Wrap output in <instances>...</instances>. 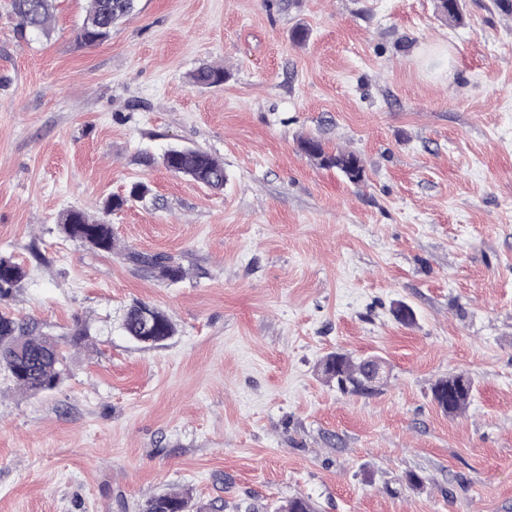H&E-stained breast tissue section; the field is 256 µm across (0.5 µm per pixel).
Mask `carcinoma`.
<instances>
[{
	"instance_id": "cac0c4a2",
	"label": "carcinoma",
	"mask_w": 512,
	"mask_h": 512,
	"mask_svg": "<svg viewBox=\"0 0 512 512\" xmlns=\"http://www.w3.org/2000/svg\"><path fill=\"white\" fill-rule=\"evenodd\" d=\"M137 0H88L85 16L78 31L83 47H94L108 41L116 23L136 9ZM12 14L17 33L24 37L29 33L46 35L52 18L54 0H11ZM437 10L451 21L463 18L461 0H437ZM195 85L205 88L224 83V69L204 66L193 75ZM302 150L317 159L325 167H337L348 178L358 183L363 180L364 167L358 155L339 152L328 155L321 141L307 138L301 141ZM162 165L175 174L190 177L197 183L212 189L224 187V163L201 149H170L161 157ZM146 185L135 183L126 197H112L104 204L109 213L131 201L146 196ZM59 228L70 239L79 240L93 248L110 253L115 249L112 225L101 219H93L86 212L73 209L60 217ZM130 261L141 271L160 280L177 282L186 271L171 258L161 254L134 252ZM27 276L26 270L7 257H0V300L10 297L21 287ZM122 329L135 343L156 344L175 334V326L167 313L144 302L134 301L126 309ZM90 336L89 330L80 328L62 339L43 332L36 323L17 320L0 312V363L4 364L8 377L20 390L44 393L55 389L67 371L64 346L79 347ZM326 382L351 395L369 396L379 390L370 383L374 363L355 359L342 352H332L319 364ZM473 390L471 377L464 373L450 374L439 379L432 388L434 400L448 414L466 409ZM142 512H192L191 497L187 492H167L146 499ZM275 512H317L315 505L303 496L289 498Z\"/></svg>"
}]
</instances>
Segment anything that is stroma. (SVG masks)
<instances>
[{
	"label": "stroma",
	"mask_w": 512,
	"mask_h": 512,
	"mask_svg": "<svg viewBox=\"0 0 512 512\" xmlns=\"http://www.w3.org/2000/svg\"><path fill=\"white\" fill-rule=\"evenodd\" d=\"M86 6L57 0L50 36L22 40L0 0V255L27 270L0 310L91 333L50 392L0 370V512H139L170 490L199 512L296 494L319 512H512V15L138 0L86 48ZM206 65L224 84L192 83ZM307 137L357 153L363 181ZM173 147L221 160L223 190L169 172ZM136 181L146 197L104 213ZM73 208L111 224L113 252L64 237ZM136 300L175 335L130 342ZM333 351L382 357L387 382L341 393L318 368ZM455 372L474 392L451 416L431 388ZM302 150L311 158L317 159L325 167H337L355 183L363 180L364 167L361 159L352 152H339L327 155L321 141L316 138H307L301 141ZM128 257L139 270L146 271L160 280L177 282L186 275L180 264L165 255L134 252Z\"/></svg>",
	"instance_id": "35a3bbf8"
}]
</instances>
